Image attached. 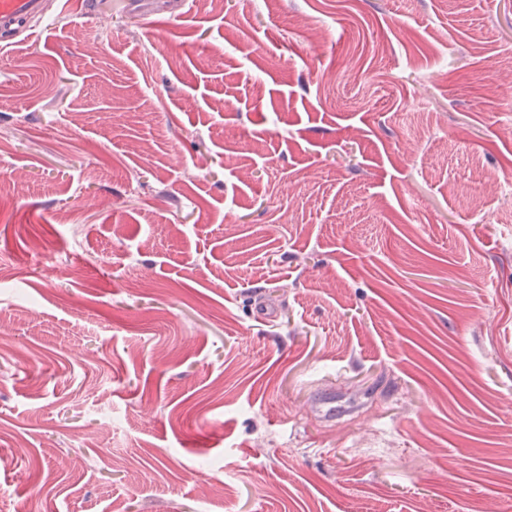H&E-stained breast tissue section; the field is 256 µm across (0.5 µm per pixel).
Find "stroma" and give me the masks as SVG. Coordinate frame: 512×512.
<instances>
[{
    "instance_id": "obj_1",
    "label": "stroma",
    "mask_w": 512,
    "mask_h": 512,
    "mask_svg": "<svg viewBox=\"0 0 512 512\" xmlns=\"http://www.w3.org/2000/svg\"><path fill=\"white\" fill-rule=\"evenodd\" d=\"M144 3L0 50V512H512V0Z\"/></svg>"
}]
</instances>
